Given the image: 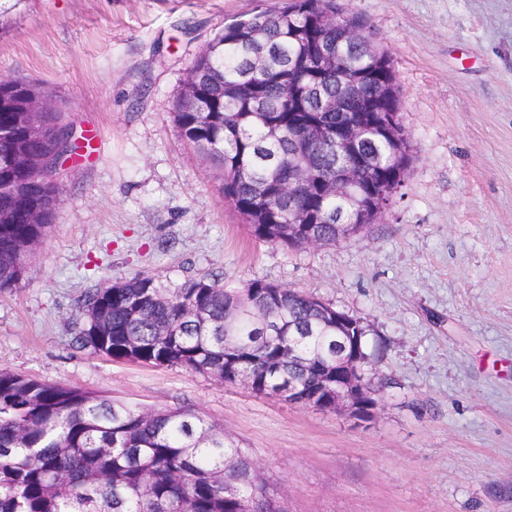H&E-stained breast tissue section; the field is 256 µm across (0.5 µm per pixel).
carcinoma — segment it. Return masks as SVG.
Instances as JSON below:
<instances>
[{
	"label": "carcinoma",
	"instance_id": "obj_1",
	"mask_svg": "<svg viewBox=\"0 0 512 512\" xmlns=\"http://www.w3.org/2000/svg\"><path fill=\"white\" fill-rule=\"evenodd\" d=\"M364 22L344 15L337 0H288L224 25L193 61L185 84L191 110L177 103L180 137L224 172V201L258 240L302 248L288 233V207L331 244L357 227L342 225L352 199L393 203L409 154L372 134L359 143L379 158L356 195L336 194L342 159L314 144L317 175L305 188L286 187L300 158L290 136L310 129L336 135L348 121L369 126V116L400 112L389 56L374 48ZM356 30L360 38L346 36ZM330 43L337 65L315 64ZM360 73L357 97L337 71ZM318 84L344 101L342 112H315L306 99L283 100V88ZM50 96L36 83L0 82V289L17 283L29 249L43 239L64 185L35 179L49 138L27 139L26 97ZM268 107L269 122L250 116L249 101ZM25 147L27 166L10 164V143ZM75 342L114 359L209 373L227 383L246 372L258 395H283L288 382L315 385V368L336 360L339 336L366 355L360 320L336 327V309L261 278L241 289L206 276L178 288L137 274L85 297ZM268 500L246 452L224 430L181 410L137 411L94 391L45 383L0 369V512H247Z\"/></svg>",
	"mask_w": 512,
	"mask_h": 512
}]
</instances>
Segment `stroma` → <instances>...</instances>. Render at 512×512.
Masks as SVG:
<instances>
[{"instance_id":"stroma-1","label":"stroma","mask_w":512,"mask_h":512,"mask_svg":"<svg viewBox=\"0 0 512 512\" xmlns=\"http://www.w3.org/2000/svg\"><path fill=\"white\" fill-rule=\"evenodd\" d=\"M388 53L411 145L377 223L293 250L255 239L174 122L192 62L282 0H25L0 78L51 89L83 144L23 278L0 289V368L222 426L281 512H512V0H340ZM255 278L360 319L371 418L78 347L86 295Z\"/></svg>"}]
</instances>
